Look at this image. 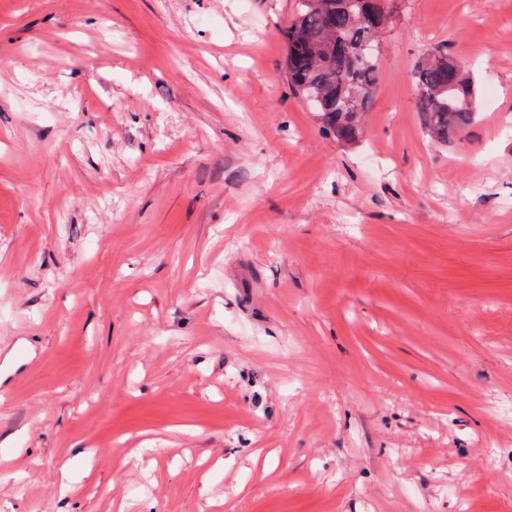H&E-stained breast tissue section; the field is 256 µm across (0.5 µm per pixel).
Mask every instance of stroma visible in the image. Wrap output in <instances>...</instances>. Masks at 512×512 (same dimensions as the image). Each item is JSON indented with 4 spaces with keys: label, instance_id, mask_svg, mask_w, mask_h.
<instances>
[{
    "label": "stroma",
    "instance_id": "stroma-1",
    "mask_svg": "<svg viewBox=\"0 0 512 512\" xmlns=\"http://www.w3.org/2000/svg\"><path fill=\"white\" fill-rule=\"evenodd\" d=\"M384 7L348 147L295 0H0V512H512V0ZM413 85L415 107L430 140L446 145L472 124L478 87L446 46H435L417 63Z\"/></svg>",
    "mask_w": 512,
    "mask_h": 512
}]
</instances>
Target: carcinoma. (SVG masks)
Segmentation results:
<instances>
[{
    "label": "carcinoma",
    "mask_w": 512,
    "mask_h": 512,
    "mask_svg": "<svg viewBox=\"0 0 512 512\" xmlns=\"http://www.w3.org/2000/svg\"><path fill=\"white\" fill-rule=\"evenodd\" d=\"M383 0H298L283 30L288 85L325 132L348 144L365 132L378 85ZM415 107L430 140L446 145L473 122L478 87L460 61L438 45L413 72Z\"/></svg>",
    "instance_id": "obj_1"
}]
</instances>
